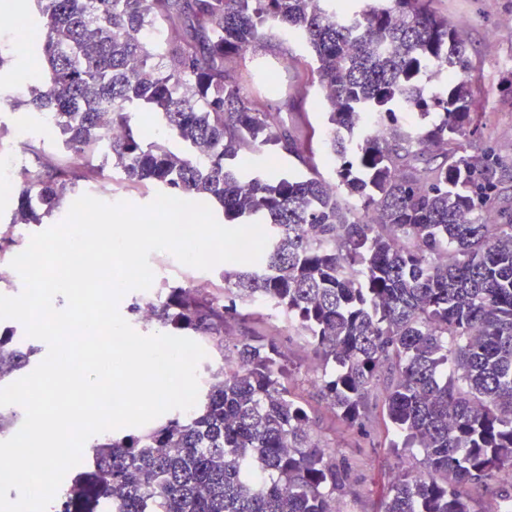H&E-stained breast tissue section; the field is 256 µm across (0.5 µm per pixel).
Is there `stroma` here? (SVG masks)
Wrapping results in <instances>:
<instances>
[{"mask_svg":"<svg viewBox=\"0 0 512 512\" xmlns=\"http://www.w3.org/2000/svg\"><path fill=\"white\" fill-rule=\"evenodd\" d=\"M434 7L448 18L464 16L469 20L461 33L477 65L474 76L483 89V115L480 131L471 138L468 151L474 154L485 145H492L512 166V93L501 84V62L512 56V0H435ZM0 52L14 59L10 70L0 72V124L14 132L36 120L22 101L30 87L40 85L44 61L5 29H0ZM305 58L298 44L275 37L261 43L255 52L232 60L231 66L268 111H277L282 99L289 96L301 102L307 119L317 127L326 107L317 84L310 79ZM229 330L236 336H264L293 358L299 368L296 395L316 419L318 433L341 441L352 466L347 512H376L394 465L387 452L389 439L384 430L368 435L337 431L333 414L318 394L320 363L301 340L289 334L287 324L269 315L247 323H231Z\"/></svg>","mask_w":512,"mask_h":512,"instance_id":"stroma-1","label":"stroma"}]
</instances>
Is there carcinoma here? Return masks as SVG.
Here are the masks:
<instances>
[{"instance_id": "obj_1", "label": "carcinoma", "mask_w": 512, "mask_h": 512, "mask_svg": "<svg viewBox=\"0 0 512 512\" xmlns=\"http://www.w3.org/2000/svg\"><path fill=\"white\" fill-rule=\"evenodd\" d=\"M28 2L48 65L30 104L54 113L64 159L20 143L34 164L12 223H42L39 209L70 204L110 164L219 204L226 224H261L267 245L224 269V301L173 286L157 324L222 354L230 321L279 312L321 359V397L345 427L366 429L381 404L398 465L380 512H483L488 492L512 512V484L497 479L512 468L508 166L491 147L463 148L482 89L434 0ZM278 32L311 51L329 106L319 131H288L227 67ZM367 115L383 138L366 134ZM153 118L164 133L148 142ZM232 347L239 369L213 373L193 413L95 439L88 500L111 512H343L352 470L295 398L297 367L260 336ZM33 353L12 330L0 338L11 374Z\"/></svg>"}]
</instances>
